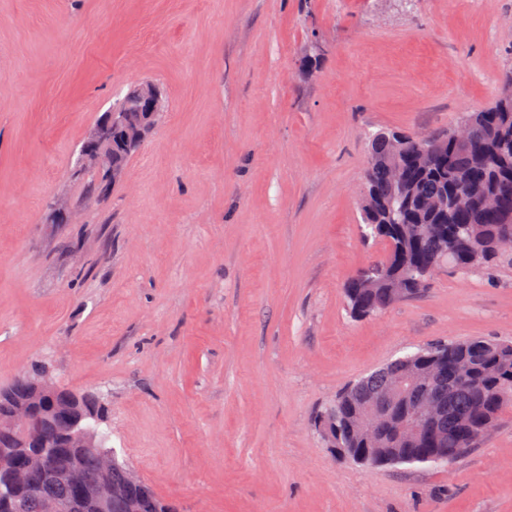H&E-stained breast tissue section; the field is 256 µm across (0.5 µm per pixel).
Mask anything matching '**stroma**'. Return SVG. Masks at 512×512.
I'll return each instance as SVG.
<instances>
[{
	"label": "stroma",
	"mask_w": 512,
	"mask_h": 512,
	"mask_svg": "<svg viewBox=\"0 0 512 512\" xmlns=\"http://www.w3.org/2000/svg\"><path fill=\"white\" fill-rule=\"evenodd\" d=\"M512 69V0H0V385L109 402L177 512H512V409L447 465L314 420L418 346L512 341V266L351 319L368 132L455 126ZM167 109L104 196L71 168L133 85Z\"/></svg>",
	"instance_id": "stroma-1"
}]
</instances>
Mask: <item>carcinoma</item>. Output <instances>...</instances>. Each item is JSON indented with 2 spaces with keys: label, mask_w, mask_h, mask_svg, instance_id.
<instances>
[{
  "label": "carcinoma",
  "mask_w": 512,
  "mask_h": 512,
  "mask_svg": "<svg viewBox=\"0 0 512 512\" xmlns=\"http://www.w3.org/2000/svg\"><path fill=\"white\" fill-rule=\"evenodd\" d=\"M511 86L490 106L470 114V143H456L452 130L405 134L380 130L371 136L362 192L364 223L377 228L374 236L388 245L380 261L381 272L358 269L347 280L345 298L355 317L376 315L393 304L420 294L430 278L444 268L472 272L488 265H512V71L505 76ZM40 374L39 365L0 387V430H9L12 401L26 379ZM428 397L442 399L440 414L413 433L403 424L411 408ZM381 402L386 413L379 434L361 431L363 410ZM50 422L44 436L52 440L62 429L53 414L74 407L85 422L100 420L107 408L94 403L88 393L78 400L61 393L46 399ZM512 407V343L485 338L430 343L406 357L358 379L336 393L317 416L316 424L329 423L336 412V447L348 459L360 448L369 449L368 465L382 467L421 462L427 453L448 452L456 459L474 447L495 426L500 414ZM112 457L105 482L122 483L128 461L101 444ZM93 474L95 457L78 460L62 450L54 469L75 464ZM63 499L69 488L60 482L32 481L24 492L28 512H44L40 496L45 489ZM152 507L148 512H175L146 484Z\"/></svg>",
  "instance_id": "1"
}]
</instances>
